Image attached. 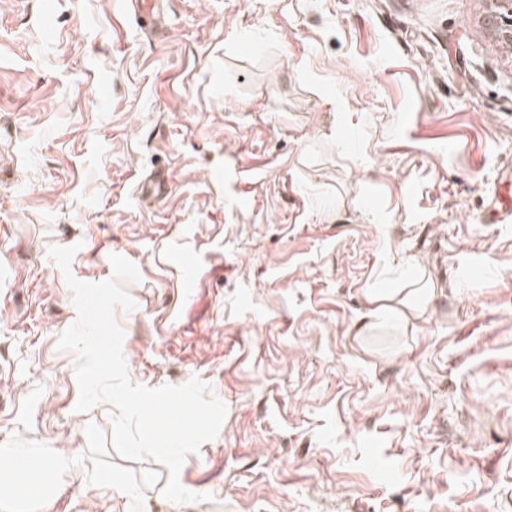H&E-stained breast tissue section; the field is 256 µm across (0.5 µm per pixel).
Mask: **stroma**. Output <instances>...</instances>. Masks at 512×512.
Returning <instances> with one entry per match:
<instances>
[{
	"instance_id": "1",
	"label": "stroma",
	"mask_w": 512,
	"mask_h": 512,
	"mask_svg": "<svg viewBox=\"0 0 512 512\" xmlns=\"http://www.w3.org/2000/svg\"><path fill=\"white\" fill-rule=\"evenodd\" d=\"M0 0V449L33 512H512V54L493 0ZM75 277L133 383L227 406L180 482L75 412ZM434 297L358 333L374 284ZM505 183L508 186L506 196L503 197L500 194H495L488 207L487 214L485 217V223L488 224H505L512 218V179L511 177L505 178Z\"/></svg>"
}]
</instances>
